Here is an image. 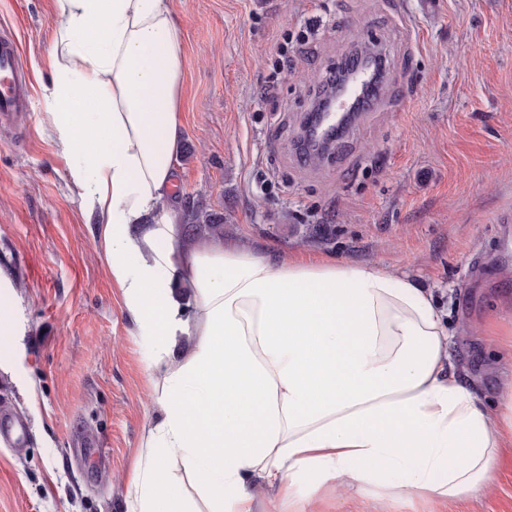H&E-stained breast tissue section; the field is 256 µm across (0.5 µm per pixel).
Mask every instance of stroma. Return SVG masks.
Returning a JSON list of instances; mask_svg holds the SVG:
<instances>
[{"mask_svg": "<svg viewBox=\"0 0 512 512\" xmlns=\"http://www.w3.org/2000/svg\"><path fill=\"white\" fill-rule=\"evenodd\" d=\"M182 30L177 203L205 195L224 236L273 262L379 261L431 289L451 352L487 400L512 377V0H169ZM34 83L0 118V303L20 331L0 348V409L26 426L0 444V512H128L162 369L133 326L44 124L53 0H0ZM385 55L380 97L333 153L295 142L328 69L357 44ZM287 46L292 69L269 75ZM496 313L504 335L461 334ZM269 512H512V465L449 502L375 484Z\"/></svg>", "mask_w": 512, "mask_h": 512, "instance_id": "obj_1", "label": "stroma"}]
</instances>
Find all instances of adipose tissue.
<instances>
[{
	"label": "adipose tissue",
	"mask_w": 512,
	"mask_h": 512,
	"mask_svg": "<svg viewBox=\"0 0 512 512\" xmlns=\"http://www.w3.org/2000/svg\"><path fill=\"white\" fill-rule=\"evenodd\" d=\"M46 120L137 336L169 364L129 512H256L377 483L434 499L495 484L512 381L486 406L454 363L433 294L376 262L273 263L188 239L171 205L182 31L168 0H54ZM456 462H449V455Z\"/></svg>",
	"instance_id": "1"
}]
</instances>
